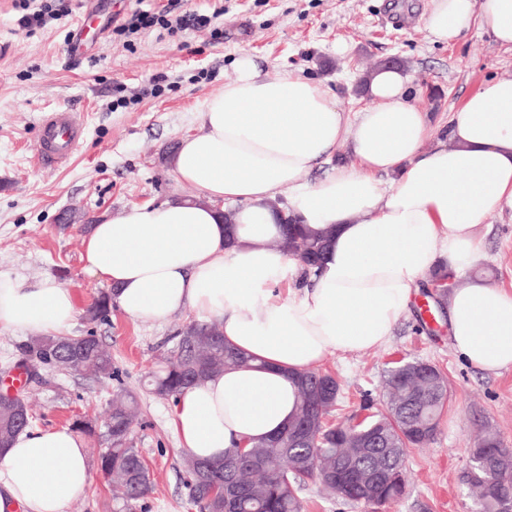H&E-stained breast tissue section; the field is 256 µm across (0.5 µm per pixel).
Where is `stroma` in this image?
I'll return each mask as SVG.
<instances>
[{"mask_svg":"<svg viewBox=\"0 0 512 512\" xmlns=\"http://www.w3.org/2000/svg\"><path fill=\"white\" fill-rule=\"evenodd\" d=\"M65 14L43 25H20L16 0H0V273L25 280L49 278L70 289L78 315L70 335L97 336L112 352L118 379L45 369L24 394L37 416L36 428L71 427L76 416L102 417L113 391L135 393L140 416L131 439L150 470L152 492L134 512H192L187 504L184 451L171 426L172 400L143 386V377L171 338L188 321L178 312L166 322L132 318L113 309L107 321L84 317L104 285L85 269V231L62 226L60 214L78 207L112 217L133 205H155L192 187L178 183L169 164L181 140L200 133L206 99L236 76L242 55L275 77L291 68L324 77L338 105L364 106L358 79L374 62L398 58L415 104L439 131L465 99L492 79L512 78V49L499 46L488 28L475 25L449 41L431 39L423 17L431 0H63ZM213 27L176 36L159 29L132 35L130 44L113 29L136 11L174 9L212 14ZM91 20L100 35L89 54L70 48L74 31ZM161 90L152 93V81ZM126 107H117V99ZM80 113L85 135L68 165L45 170L36 162L46 113ZM483 254L473 269L495 288L512 289V212L491 214L478 229ZM425 302L417 295L399 319L390 341L369 352L333 353L321 365L336 376L341 399L332 414L341 420L364 398L382 399L386 371L398 358H420L439 366L448 379V406L434 439L405 457V495L379 512H472L473 499L461 480L469 450L484 428L512 448V369L489 375L455 353L446 315L422 324ZM92 482L67 512H120L98 464L100 445L85 437Z\"/></svg>","mask_w":512,"mask_h":512,"instance_id":"obj_1","label":"stroma"}]
</instances>
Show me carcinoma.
Segmentation results:
<instances>
[{"label":"carcinoma","instance_id":"cac0c4a2","mask_svg":"<svg viewBox=\"0 0 512 512\" xmlns=\"http://www.w3.org/2000/svg\"><path fill=\"white\" fill-rule=\"evenodd\" d=\"M327 240V232L287 218L281 239L273 245L287 250L305 267L314 268ZM111 312L109 294L102 292L86 308L85 317L90 322L104 321ZM173 340L169 356L145 376L149 392L161 399L174 398L215 373L249 363V357L224 341L216 321H191ZM16 352L15 366L32 382L39 381V372L31 371L29 361L38 363L40 369L58 368L97 379L118 376L112 354L96 339L31 336L16 344ZM443 376L439 367L432 368L420 359L390 367L384 379V408L376 411L364 428L353 430L327 421L340 398V384L333 374L308 371L295 375L296 413L276 435L249 444L247 455L236 447L229 449L211 473L197 470L211 461L184 457L189 505L197 512H303L300 492L315 478L337 498L373 510L400 499L407 485L404 458L410 449L423 447L434 438L448 403ZM137 413L136 397L119 391L112 395L104 420L81 416L73 422L78 432L104 445L99 457L101 470L115 480L127 509L151 491L145 459L130 441ZM34 422L24 394L1 395L0 450L10 447ZM304 424L308 426L309 447L295 448L293 431ZM497 452L505 449L488 443L484 456L474 463V476L465 481L476 491L474 512H498L502 500L512 498V474L490 464ZM379 467L390 471L391 480L381 482L371 496L363 495L358 484L345 480L348 474L363 475ZM216 483L224 484L222 500L212 496Z\"/></svg>","mask_w":512,"mask_h":512}]
</instances>
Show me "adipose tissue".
<instances>
[{
    "label": "adipose tissue",
    "instance_id": "adipose-tissue-1",
    "mask_svg": "<svg viewBox=\"0 0 512 512\" xmlns=\"http://www.w3.org/2000/svg\"><path fill=\"white\" fill-rule=\"evenodd\" d=\"M476 22L512 47V0H433L424 27L446 42ZM364 92L369 106L351 114L325 81L270 78L243 56L171 159L195 198L134 205L89 228L85 267L122 312L217 320L225 341L257 360L176 401L172 427L193 457L218 460L282 430L296 410L292 374L386 344L438 265L457 282L447 308L455 352L487 374L512 368V290L468 275L483 247L476 226L512 210V79L470 95L440 140L402 69L372 72ZM340 144L346 159L313 179ZM285 214L331 230L315 272L276 247ZM285 279L296 286L283 297L274 286ZM76 315L69 289L0 276L1 332L58 333ZM90 481L71 430L24 432L0 455V512H66Z\"/></svg>",
    "mask_w": 512,
    "mask_h": 512
}]
</instances>
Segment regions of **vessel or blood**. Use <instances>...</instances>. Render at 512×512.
I'll list each match as a JSON object with an SVG mask.
<instances>
[{
  "label": "vessel or blood",
  "mask_w": 512,
  "mask_h": 512,
  "mask_svg": "<svg viewBox=\"0 0 512 512\" xmlns=\"http://www.w3.org/2000/svg\"><path fill=\"white\" fill-rule=\"evenodd\" d=\"M84 132V122L80 113H49L42 121L38 164L45 168H60L67 165Z\"/></svg>",
  "instance_id": "obj_1"
}]
</instances>
